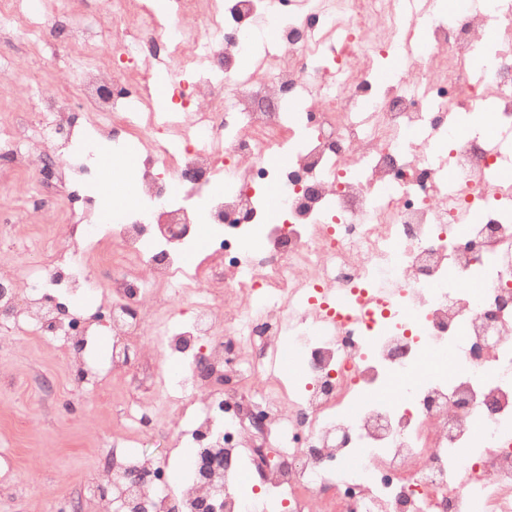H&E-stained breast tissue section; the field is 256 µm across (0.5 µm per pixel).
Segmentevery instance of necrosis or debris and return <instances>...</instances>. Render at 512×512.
<instances>
[{"label":"necrosis or debris","mask_w":512,"mask_h":512,"mask_svg":"<svg viewBox=\"0 0 512 512\" xmlns=\"http://www.w3.org/2000/svg\"><path fill=\"white\" fill-rule=\"evenodd\" d=\"M96 2L92 28L70 0L49 15L41 0H0V42L28 61L6 81L43 70L59 17L66 54L82 61L65 83H44L35 110L18 105L0 123L14 174L42 196L34 219L68 227L52 263L0 271V320L66 340L90 381L88 337L111 335L109 367L125 375L148 323L199 290L161 338L160 374L188 394L206 387L188 363L200 350L223 374L178 437L230 461L205 470L191 458L171 493L160 486L173 476L154 477L161 461L118 445L104 503L512 512V0H459L449 13L416 0H174L171 25L139 0ZM104 138L148 143L108 221L82 191ZM200 224L223 237L196 248ZM102 241L111 317L58 316L48 291L99 290L87 265ZM298 357L299 391L278 375ZM260 444L278 458L259 465Z\"/></svg>","instance_id":"1"}]
</instances>
